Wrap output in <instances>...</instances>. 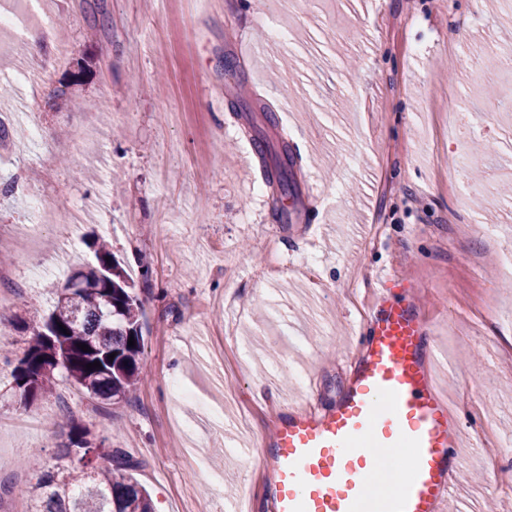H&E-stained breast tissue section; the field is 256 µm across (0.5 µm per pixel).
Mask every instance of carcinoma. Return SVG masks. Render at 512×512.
<instances>
[{"label":"carcinoma","mask_w":512,"mask_h":512,"mask_svg":"<svg viewBox=\"0 0 512 512\" xmlns=\"http://www.w3.org/2000/svg\"><path fill=\"white\" fill-rule=\"evenodd\" d=\"M294 164L288 144L280 145L266 182L283 197L297 192L288 178ZM95 259L96 265L86 272L99 288L80 287L67 277L53 309L26 340L13 369L15 396L25 408L53 391L57 371L89 396L106 401L127 399L141 380V303L106 244L96 245ZM80 343L88 345V351L80 349ZM94 361L101 367L86 368ZM66 436L55 464L34 462L26 488L34 502L32 512H155L151 496L132 475L134 464L121 449L97 439L75 420Z\"/></svg>","instance_id":"1"}]
</instances>
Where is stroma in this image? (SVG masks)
I'll use <instances>...</instances> for the list:
<instances>
[{"label":"stroma","mask_w":512,"mask_h":512,"mask_svg":"<svg viewBox=\"0 0 512 512\" xmlns=\"http://www.w3.org/2000/svg\"><path fill=\"white\" fill-rule=\"evenodd\" d=\"M0 512H28L63 411L122 449L157 512H270L250 444L282 406L335 402L376 276L420 289L465 434L448 512H512V0H0ZM283 29L270 40L268 28ZM44 45L33 52L28 36ZM233 70H225V61ZM465 131L422 132L427 111ZM274 113L276 124L265 122ZM287 142L303 201L265 184L254 139ZM28 172L15 186L14 153ZM476 157L466 198L448 184ZM68 214L27 240L28 203ZM107 239L143 304L141 382L90 399L62 377L19 408L11 364L54 285Z\"/></svg>","instance_id":"stroma-1"}]
</instances>
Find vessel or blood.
Returning a JSON list of instances; mask_svg holds the SVG:
<instances>
[{
    "instance_id": "b4317fda",
    "label": "vessel or blood",
    "mask_w": 512,
    "mask_h": 512,
    "mask_svg": "<svg viewBox=\"0 0 512 512\" xmlns=\"http://www.w3.org/2000/svg\"><path fill=\"white\" fill-rule=\"evenodd\" d=\"M385 274L356 332L361 350L336 402L289 404L256 442L270 474L272 512H447L460 469V417L434 372L438 350L414 289L401 299ZM407 447L411 464L395 493L375 481L380 448Z\"/></svg>"
}]
</instances>
